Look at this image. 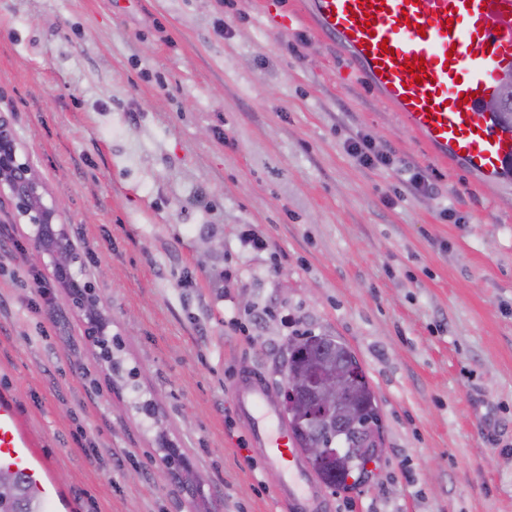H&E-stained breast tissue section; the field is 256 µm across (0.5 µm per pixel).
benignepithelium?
<instances>
[{
	"instance_id": "obj_1",
	"label": "benign epithelium",
	"mask_w": 512,
	"mask_h": 512,
	"mask_svg": "<svg viewBox=\"0 0 512 512\" xmlns=\"http://www.w3.org/2000/svg\"><path fill=\"white\" fill-rule=\"evenodd\" d=\"M46 196L45 186L34 174L29 159L21 155L9 122L0 117V198L10 200L15 222L28 226L27 237L32 252L38 257H47L53 276L68 288L71 306L83 316L86 336L96 347L110 350L112 332L101 317V298L95 286L74 271L79 257L70 237L57 227V206L53 202L47 203ZM281 377L277 400L283 414H288V400L303 389L311 394L310 419L328 434L329 442L325 447L311 444L303 449V456L309 463L318 462L330 454L341 456L339 437L363 436L373 430L370 417L353 407H344L347 393L342 389L338 374L330 373L315 381H305L284 367ZM158 451L163 453L161 462L170 476L183 481L188 479L191 464L179 449L165 441Z\"/></svg>"
}]
</instances>
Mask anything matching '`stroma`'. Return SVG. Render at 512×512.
<instances>
[{
  "label": "stroma",
  "instance_id": "1",
  "mask_svg": "<svg viewBox=\"0 0 512 512\" xmlns=\"http://www.w3.org/2000/svg\"><path fill=\"white\" fill-rule=\"evenodd\" d=\"M307 2L0 0V114L117 340L102 363L0 202V397L68 512H282L230 385L279 388L286 314L345 342L377 398L385 452L333 512H512V187L431 153ZM359 135L391 164L352 158ZM158 451L163 453L161 462L167 473L171 477L178 476L182 481H186L188 474L192 472L189 459L166 441L161 444Z\"/></svg>",
  "mask_w": 512,
  "mask_h": 512
}]
</instances>
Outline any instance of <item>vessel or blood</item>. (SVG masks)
Returning <instances> with one entry per match:
<instances>
[{"label": "vessel or blood", "instance_id": "1", "mask_svg": "<svg viewBox=\"0 0 512 512\" xmlns=\"http://www.w3.org/2000/svg\"><path fill=\"white\" fill-rule=\"evenodd\" d=\"M309 10L318 33L345 48L361 77L436 156L491 182L512 180V131L486 109L512 71V0H310ZM410 62L424 63L423 81L408 72ZM232 393L285 512H332L303 457L284 447L288 425L266 383L245 372ZM0 468L22 476L44 512H63L47 459L6 400H0Z\"/></svg>", "mask_w": 512, "mask_h": 512}]
</instances>
